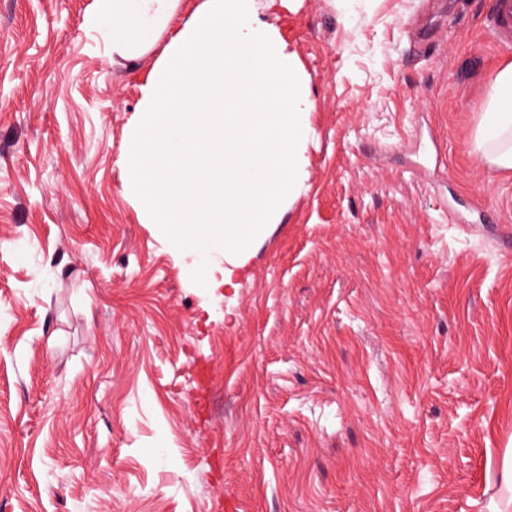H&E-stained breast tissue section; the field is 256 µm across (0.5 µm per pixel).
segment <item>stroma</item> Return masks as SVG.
<instances>
[{"instance_id":"obj_1","label":"stroma","mask_w":512,"mask_h":512,"mask_svg":"<svg viewBox=\"0 0 512 512\" xmlns=\"http://www.w3.org/2000/svg\"><path fill=\"white\" fill-rule=\"evenodd\" d=\"M91 5L0 0V512H512L493 0H260L308 177L226 298L124 193L156 56L113 62ZM482 118L472 150L491 167L512 171V61L489 77L482 100Z\"/></svg>"}]
</instances>
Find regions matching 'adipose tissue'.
<instances>
[{"label":"adipose tissue","instance_id":"adipose-tissue-1","mask_svg":"<svg viewBox=\"0 0 512 512\" xmlns=\"http://www.w3.org/2000/svg\"><path fill=\"white\" fill-rule=\"evenodd\" d=\"M94 0L112 58L163 51L141 86L121 157L124 189L186 273L236 292L308 176V78L256 0ZM472 150L512 171V61L489 77Z\"/></svg>","mask_w":512,"mask_h":512}]
</instances>
